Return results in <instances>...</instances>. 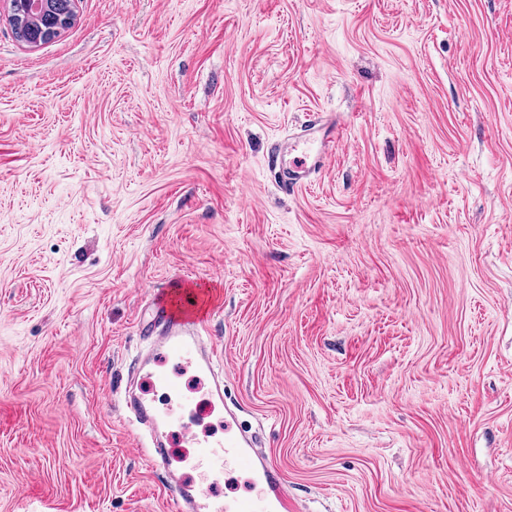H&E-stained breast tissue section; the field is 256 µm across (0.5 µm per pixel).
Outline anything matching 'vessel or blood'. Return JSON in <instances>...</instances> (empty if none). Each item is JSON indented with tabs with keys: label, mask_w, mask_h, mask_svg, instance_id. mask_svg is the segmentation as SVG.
<instances>
[{
	"label": "vessel or blood",
	"mask_w": 512,
	"mask_h": 512,
	"mask_svg": "<svg viewBox=\"0 0 512 512\" xmlns=\"http://www.w3.org/2000/svg\"><path fill=\"white\" fill-rule=\"evenodd\" d=\"M339 135V129L332 124L321 133L311 128L303 129L295 144V154L286 168V188L302 187L313 174L324 170ZM152 311L158 327L143 333L149 347L138 364L142 381L165 386L180 395L183 406L188 407L193 403L192 397L184 394L175 372L164 371L162 365L170 362L176 369L190 367L205 380L204 396L209 405L223 406L224 378L215 372L217 354L200 331L208 317L203 290L191 287L188 282H179L155 300ZM125 404L133 412L136 422L152 437L153 447L148 452V461L162 467L166 473L173 512H294L296 505L279 468L252 437L235 429L234 413H226L221 434L205 438L188 433L197 460L208 466L207 477L196 481L180 471L166 448L176 422L174 411H160L153 398L144 395L127 396ZM229 461L251 475L254 491L226 501L218 498L213 487Z\"/></svg>",
	"instance_id": "b4317fda"
}]
</instances>
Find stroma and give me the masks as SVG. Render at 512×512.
<instances>
[{
	"mask_svg": "<svg viewBox=\"0 0 512 512\" xmlns=\"http://www.w3.org/2000/svg\"><path fill=\"white\" fill-rule=\"evenodd\" d=\"M74 11L0 0V512H167L121 392L181 279L302 512H512V0ZM315 126L302 130L293 151L292 157L286 167V188L294 190L310 181L311 176L324 170L332 155L333 147L339 138L340 131L336 125L328 124L323 136Z\"/></svg>",
	"mask_w": 512,
	"mask_h": 512,
	"instance_id": "35a3bbf8",
	"label": "stroma"
}]
</instances>
